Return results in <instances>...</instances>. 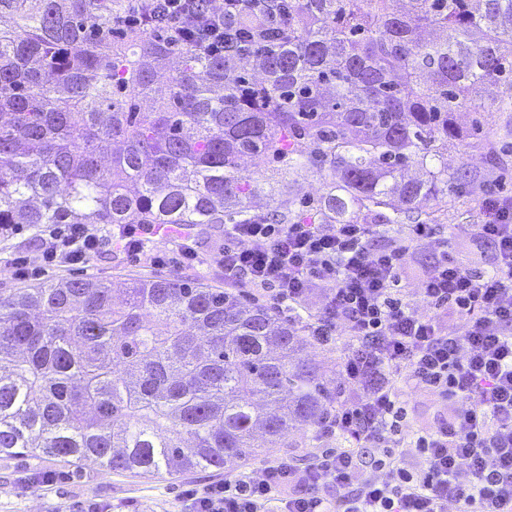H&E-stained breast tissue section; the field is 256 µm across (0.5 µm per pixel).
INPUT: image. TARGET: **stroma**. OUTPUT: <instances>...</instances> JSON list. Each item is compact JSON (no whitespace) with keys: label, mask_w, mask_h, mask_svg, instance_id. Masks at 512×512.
Instances as JSON below:
<instances>
[{"label":"stroma","mask_w":512,"mask_h":512,"mask_svg":"<svg viewBox=\"0 0 512 512\" xmlns=\"http://www.w3.org/2000/svg\"><path fill=\"white\" fill-rule=\"evenodd\" d=\"M483 95L490 105L489 110L467 106L456 114L460 137L449 146L444 160L449 171L461 170L467 172L468 177L452 188V202L447 214L441 215L436 223V230L482 223L483 214L479 209L482 193L474 189L472 182L490 168L483 147L485 140L495 141L500 158L492 185L512 193V137L502 136L505 125H512V112L494 109L493 103L500 97L499 87L487 86ZM185 233L194 236L197 242V250L203 258L200 266L180 269L154 265V255L171 248L169 239L163 238L136 258L107 247L93 258L89 267L44 270L40 267L35 233L27 230L7 243H0V292L6 294L43 280L72 276L121 283L136 274L161 278L184 276L216 288L223 287L224 272L216 264V254L224 245L223 228L190 225ZM16 253L29 257L28 276H16L10 263ZM402 398L408 410V426L413 430L430 426L446 410L444 402L437 397L410 387L403 388ZM284 442V447L272 449L266 461L285 458L295 466L305 467L313 462L320 448L336 445L332 439H312L310 430L304 427L289 430ZM224 479V474L213 470L154 478L115 472L92 462L72 466L54 458L19 456L0 459V512H86L91 504L99 506L100 512H187V490L202 492L223 484Z\"/></svg>","instance_id":"stroma-1"}]
</instances>
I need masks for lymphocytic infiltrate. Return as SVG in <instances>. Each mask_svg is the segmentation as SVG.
<instances>
[{
	"mask_svg": "<svg viewBox=\"0 0 512 512\" xmlns=\"http://www.w3.org/2000/svg\"><path fill=\"white\" fill-rule=\"evenodd\" d=\"M284 0H135L141 27L161 16L179 45L224 51L229 13L275 14ZM473 251L491 249L475 271L448 252L433 225L389 234L381 224H228L217 263L224 277L269 294L275 312L322 298L305 323L328 345L352 346L342 371L348 392L316 429L342 440L299 468L281 459L204 493L189 512H512V197L495 187L480 200ZM161 224H46L44 267L88 266L104 243L132 255L163 234ZM383 246H376V239ZM435 260L420 276L425 313L411 311L402 273L418 241ZM444 400L447 412L408 436L401 385ZM378 455L367 458V449ZM335 488V497L325 494Z\"/></svg>",
	"mask_w": 512,
	"mask_h": 512,
	"instance_id": "lymphocytic-infiltrate-1",
	"label": "lymphocytic infiltrate"
}]
</instances>
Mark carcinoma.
I'll return each instance as SVG.
<instances>
[{
  "instance_id": "cac0c4a2",
  "label": "carcinoma",
  "mask_w": 512,
  "mask_h": 512,
  "mask_svg": "<svg viewBox=\"0 0 512 512\" xmlns=\"http://www.w3.org/2000/svg\"><path fill=\"white\" fill-rule=\"evenodd\" d=\"M133 7L0 0V225L249 224L244 157L272 166V224H392L396 200L418 222L463 178L454 112L493 83L512 107V0H289L267 49L222 57L113 25ZM312 164L340 181L304 210ZM306 320L179 277L0 294V457L231 472L336 405Z\"/></svg>"
}]
</instances>
